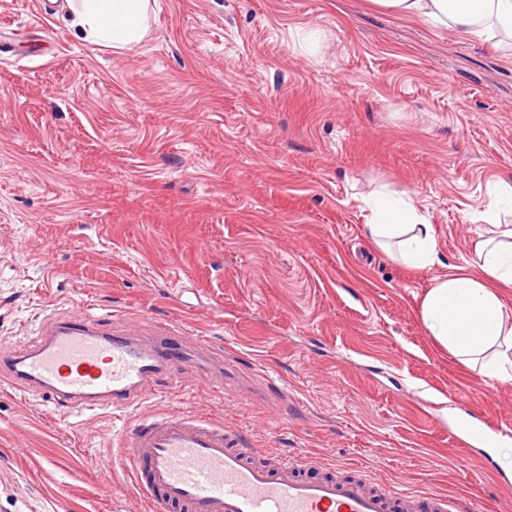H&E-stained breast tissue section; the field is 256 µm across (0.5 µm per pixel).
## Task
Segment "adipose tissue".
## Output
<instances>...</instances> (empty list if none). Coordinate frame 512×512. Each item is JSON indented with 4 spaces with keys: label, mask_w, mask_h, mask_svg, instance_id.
Wrapping results in <instances>:
<instances>
[{
    "label": "adipose tissue",
    "mask_w": 512,
    "mask_h": 512,
    "mask_svg": "<svg viewBox=\"0 0 512 512\" xmlns=\"http://www.w3.org/2000/svg\"><path fill=\"white\" fill-rule=\"evenodd\" d=\"M396 15L417 18L462 36L491 40L512 36V0H374ZM71 25L81 39L115 50L138 46L150 29L151 0H68ZM374 242L413 268L438 262L427 217L408 193L378 189L362 197ZM478 234L469 261L434 276L421 302L428 336L486 380L512 383V305L500 289L512 287V226L495 222Z\"/></svg>",
    "instance_id": "ef3b65f1"
}]
</instances>
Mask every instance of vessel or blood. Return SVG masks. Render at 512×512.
<instances>
[{"instance_id": "vessel-or-blood-1", "label": "vessel or blood", "mask_w": 512, "mask_h": 512, "mask_svg": "<svg viewBox=\"0 0 512 512\" xmlns=\"http://www.w3.org/2000/svg\"><path fill=\"white\" fill-rule=\"evenodd\" d=\"M176 349L104 332L83 315L48 316L38 342L0 357L18 392L72 413L128 408L154 396L158 376L182 360ZM486 422L452 429L459 447L487 441ZM130 481L158 512H472L433 493L372 489L364 470L309 476L313 459H256L237 435L195 416L167 414L121 437Z\"/></svg>"}]
</instances>
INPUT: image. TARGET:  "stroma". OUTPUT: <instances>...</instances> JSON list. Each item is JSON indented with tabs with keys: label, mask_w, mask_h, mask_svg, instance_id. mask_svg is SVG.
<instances>
[{
	"label": "stroma",
	"mask_w": 512,
	"mask_h": 512,
	"mask_svg": "<svg viewBox=\"0 0 512 512\" xmlns=\"http://www.w3.org/2000/svg\"><path fill=\"white\" fill-rule=\"evenodd\" d=\"M147 37L83 42L65 0H0V351L44 315L184 333L148 402L47 412L0 378V512H153L119 439L195 415L287 461L512 512L503 448H460L451 398L512 440V384L427 336L434 275L512 182V50L371 0H155ZM319 29L316 49L302 35ZM410 192L439 263L371 242L362 195Z\"/></svg>",
	"instance_id": "1"
}]
</instances>
